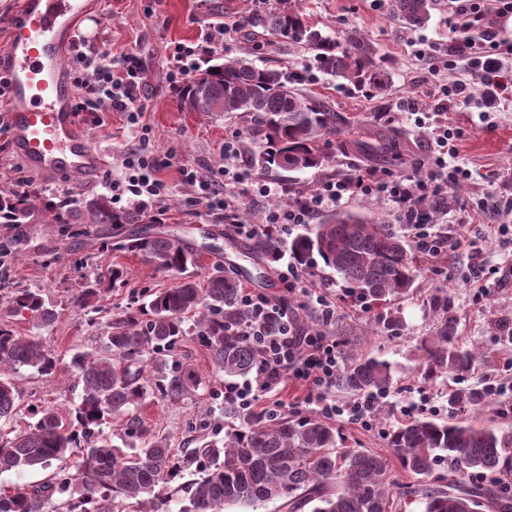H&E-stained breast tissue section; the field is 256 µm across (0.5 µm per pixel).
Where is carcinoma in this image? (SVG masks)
I'll use <instances>...</instances> for the list:
<instances>
[{
	"mask_svg": "<svg viewBox=\"0 0 512 512\" xmlns=\"http://www.w3.org/2000/svg\"><path fill=\"white\" fill-rule=\"evenodd\" d=\"M269 13V34L286 39L311 54L313 66L357 88L381 92L388 74L375 62L374 46L356 35L345 45L322 36L288 0ZM435 0H392L391 10L404 24L418 27L431 18ZM203 80L187 84L181 101L191 112H222L231 118L246 116L251 126L265 133L270 150L265 162L280 169L301 172L321 170L328 158L323 151L330 138L345 136L351 121L321 101L305 96L291 85L283 71L259 68L246 58L226 59L203 71ZM352 145L361 151L391 148L390 137L369 131ZM34 213L27 196L0 193V224L18 225ZM141 212L118 214L110 201L96 197L85 203L82 224H136ZM116 249L133 253L156 271L178 272L180 281L162 288L144 302L109 319L104 332L106 349L76 354L71 367L80 402L64 417L52 407L39 411L33 425L11 437L0 436V472L45 468L77 448L81 452L74 475L48 480L32 488L17 486L0 491V512H48L47 505L62 490H71L69 512H115L116 499L147 506V512H169L170 499L161 488L182 472L194 470L179 512H222L235 504L278 502L287 512H389L393 504L389 478L391 460L417 479L404 493L424 504V512H512V487L507 484L475 486L465 481L470 471L498 473L512 461V439L477 427L465 416L480 406L484 393L465 388L448 397V420L415 418L392 430L389 452L371 454L342 447L339 432L316 418L298 421L286 417L268 420L262 414H243L231 404L224 415L239 419V428L224 436L222 449L204 442L191 453L178 456L167 439L155 434L135 412L147 396L178 401L196 390L200 377L172 359L177 339L186 335L184 316L197 314L199 335L209 348L215 369L226 377L255 371L257 352L238 334L249 314L242 302V282L237 274L217 263L205 285L187 274L199 264L198 250L181 237L140 231L121 239ZM253 250L269 263L289 252L296 263L308 264L318 256L336 272L349 292L359 299L385 301L409 292L418 275L411 245L391 225L379 218L345 210L324 217L306 232L286 243L275 230L258 234ZM126 270L107 266L94 285L78 295L85 307L101 298L107 282L114 286ZM429 336L418 347L424 379L443 374H464L481 362L472 351L456 343L457 326L448 316V304ZM8 314L30 315L42 325L55 322L57 312L30 288L10 291ZM150 358L152 374L139 366ZM28 366L44 376L56 373L53 353L35 336H18L0 323V420L16 415L18 398L5 370ZM342 390L361 395L384 390L392 383L390 363L375 356L348 355L336 379ZM124 418V435L140 441L126 455L104 437L100 426ZM450 460L453 476L435 475L437 464Z\"/></svg>",
	"mask_w": 512,
	"mask_h": 512,
	"instance_id": "cac0c4a2",
	"label": "carcinoma"
}]
</instances>
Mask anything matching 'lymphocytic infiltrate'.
<instances>
[{
    "instance_id": "obj_1",
    "label": "lymphocytic infiltrate",
    "mask_w": 512,
    "mask_h": 512,
    "mask_svg": "<svg viewBox=\"0 0 512 512\" xmlns=\"http://www.w3.org/2000/svg\"><path fill=\"white\" fill-rule=\"evenodd\" d=\"M481 0H448V25L461 33V40L449 48V55L461 58L471 74L480 79L488 95L504 98L512 91V68H506L502 58L512 55V45L506 44L498 29L486 18ZM478 32L480 44H473L469 34ZM224 39L223 27L209 29L200 45H175L167 66L171 87H180L195 69L202 55ZM71 83L80 94L74 105L78 112H95L102 105L125 113L131 126L140 130L139 144L130 149L123 165V179L110 184L113 202H126L128 207L143 210L154 200L165 197L168 188L156 178L161 167L160 157L151 144V130L142 122L141 98L147 85L146 64L140 55L126 53L112 57L97 45H86L77 52L69 72ZM457 145L448 127L439 126L431 133V163L424 174L409 176H377L374 170L357 169L343 178L329 179L303 192L289 208L272 204L273 189L269 182L250 178L240 168L224 169L222 176L208 175L194 168L182 171L183 180L193 187L199 198L206 200L212 211L233 216L245 200L266 206V224L285 228L311 224L327 209L337 207L349 198L376 197L389 205L396 223L410 228L417 250L431 258L450 250L470 247L467 236L448 239L431 231L425 220L426 202L441 203L449 187L468 179L469 171L455 164ZM285 292L298 297V308L318 305L323 322L336 316V304L320 292L317 284L300 280L294 263H287L278 275ZM250 312V321L242 334L257 349L260 363L253 377L224 385V400L243 410H251L260 400L261 392L269 389L267 372L273 371L307 387V404L317 406L327 418L371 429L372 413L385 394L376 391L364 398L345 404L330 399L341 369L343 355L335 337L321 332L301 330L297 310L274 306L265 295L245 293L242 296ZM277 319V333H268L266 324Z\"/></svg>"
}]
</instances>
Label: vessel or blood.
Here are the masks:
<instances>
[{
    "mask_svg": "<svg viewBox=\"0 0 512 512\" xmlns=\"http://www.w3.org/2000/svg\"><path fill=\"white\" fill-rule=\"evenodd\" d=\"M88 10V0H24L20 16L7 20L0 64L11 88L0 102V121L29 169L47 179L76 174L90 184L106 157L80 128L75 92L61 68L71 28Z\"/></svg>",
    "mask_w": 512,
    "mask_h": 512,
    "instance_id": "1",
    "label": "vessel or blood"
}]
</instances>
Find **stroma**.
Returning a JSON list of instances; mask_svg holds the SVG:
<instances>
[{
	"label": "stroma",
	"mask_w": 512,
	"mask_h": 512,
	"mask_svg": "<svg viewBox=\"0 0 512 512\" xmlns=\"http://www.w3.org/2000/svg\"><path fill=\"white\" fill-rule=\"evenodd\" d=\"M280 5L279 0H99L93 14L75 25L68 55H75L79 38H86L114 56L137 51L147 65L148 84L143 122L152 130L153 146L169 155V163L158 176L169 194L143 213L142 227L176 234L194 247L215 245L219 254H204L192 271L204 281L213 261L238 270L244 288L284 299L277 266H269L252 252V241L235 234L223 215L208 212L205 205L186 207L193 189L183 182L181 170L191 166L200 171L218 172L224 165V140L248 136L250 122L244 118L225 119L220 112H189L181 107L178 90L168 88L166 71L169 52L175 44L199 42L210 27L224 25V42L213 58L245 57L257 66L271 65L297 75V89L345 113L356 125L394 132L397 148L388 152L338 151L328 145L330 158L325 170L288 172L267 167L266 144L254 139L250 150L240 151L238 165L253 177L274 183L275 201L292 204L298 195L331 177H343L357 167L377 174L402 176L423 172L428 165V140L435 126L450 124L461 134L457 161L471 176L460 183L457 196L439 208H429V218L438 234H469L477 241L473 250L445 253L439 260L417 256L420 269L409 294L387 302L361 301L348 293L343 281L321 259L300 267L303 281L325 287L336 301V319L321 326L313 311L299 316L302 329L324 328L336 339L352 338L351 349L387 360L392 366L393 384L387 398L374 414V428L366 431L348 424L338 425L344 447L383 454L386 433L403 424L402 406L428 396L437 409L436 419L448 416V396L460 388H482L491 379L504 389L512 388V341L502 338L496 325L512 323V101H502L496 111L483 106L484 87L470 77L462 62H451L447 53L457 33L445 23V0H438L426 26L409 27L391 14L390 4L374 5L373 0H299L307 20L333 40L344 41L358 32L373 44L376 59L388 69L390 81L385 91L340 86L333 76L309 73V55L304 49L282 39L264 35L265 18ZM424 42L439 46L434 61L414 56L411 46ZM437 76H430L429 68ZM463 80L468 84L467 103L444 104L440 85ZM90 142L106 154L107 164L93 184L74 175L45 180L29 174L27 191L35 206L28 223L14 227L0 224V246L18 251L19 259L9 269L0 268V278L23 288H38L58 313L49 326L6 315L8 292L0 289V317L16 333L39 337L54 353L59 371L45 377L23 367L12 378L19 390L17 425L31 418L33 406H50L60 412L72 410L79 402V390L69 375L70 360L78 352L104 349L107 320L125 309L136 297L169 287L171 274L144 265L134 254L113 249L115 241L129 235L131 225L114 228L108 224H60V207L77 213L86 201L105 194L106 183L123 178L124 154L137 142L136 131L122 113L101 108L78 115ZM497 202L498 207L481 217L470 211L479 200ZM117 265L127 272L124 283L105 292L97 309L83 308L75 297L94 282L101 267ZM450 301V313L457 323V342L477 351L481 364L464 375L445 374L424 380L414 354L420 340L434 327L437 302ZM392 319L394 330L378 333L370 329L375 318ZM185 336L178 341L174 358L202 379L196 391L177 401L154 399L137 410L156 434L167 438L176 452L195 448L203 438L220 440L233 427L224 416V376L214 369L209 350L198 336L193 316L184 319ZM306 389L282 380L273 390L262 393L260 406L278 405L288 417H309Z\"/></svg>",
	"instance_id": "1"
}]
</instances>
